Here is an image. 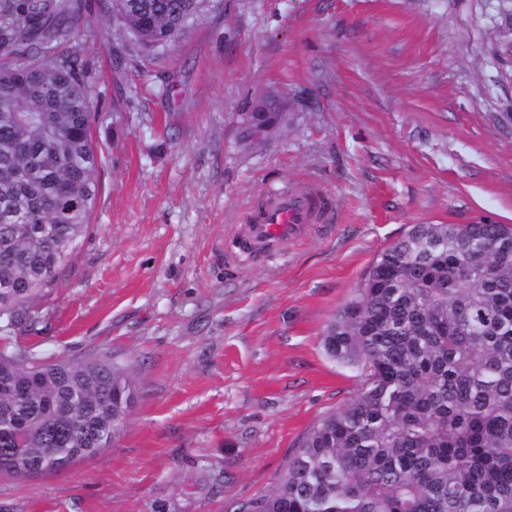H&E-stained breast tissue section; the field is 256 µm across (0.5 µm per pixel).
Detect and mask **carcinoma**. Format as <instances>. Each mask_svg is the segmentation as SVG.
Returning a JSON list of instances; mask_svg holds the SVG:
<instances>
[{"instance_id": "cac0c4a2", "label": "carcinoma", "mask_w": 512, "mask_h": 512, "mask_svg": "<svg viewBox=\"0 0 512 512\" xmlns=\"http://www.w3.org/2000/svg\"><path fill=\"white\" fill-rule=\"evenodd\" d=\"M206 0H105L142 48ZM82 0H0V330L39 304L87 236L100 189L91 86L69 45ZM0 474H56L110 448L137 392L109 357L49 361L3 337ZM358 389L322 415L270 489L232 512H512V225L412 224L326 324Z\"/></svg>"}]
</instances>
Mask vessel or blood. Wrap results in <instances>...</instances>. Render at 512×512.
Returning a JSON list of instances; mask_svg holds the SVG:
<instances>
[{"label":"vessel or blood","instance_id":"obj_1","mask_svg":"<svg viewBox=\"0 0 512 512\" xmlns=\"http://www.w3.org/2000/svg\"><path fill=\"white\" fill-rule=\"evenodd\" d=\"M329 220L323 198L314 187L304 186L290 193L275 192L247 211L238 237V249L249 258L282 251L304 237L311 225Z\"/></svg>","mask_w":512,"mask_h":512}]
</instances>
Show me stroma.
Here are the masks:
<instances>
[{"instance_id": "stroma-1", "label": "stroma", "mask_w": 512, "mask_h": 512, "mask_svg": "<svg viewBox=\"0 0 512 512\" xmlns=\"http://www.w3.org/2000/svg\"><path fill=\"white\" fill-rule=\"evenodd\" d=\"M512 0H208L152 51L100 0L74 29L99 110L90 229L20 326L42 356L107 355L138 398L118 443L0 476V512H224L267 490L351 398L320 335L412 224H512ZM282 123L242 138L251 102ZM322 190L328 224L251 262L229 244L264 191Z\"/></svg>"}]
</instances>
